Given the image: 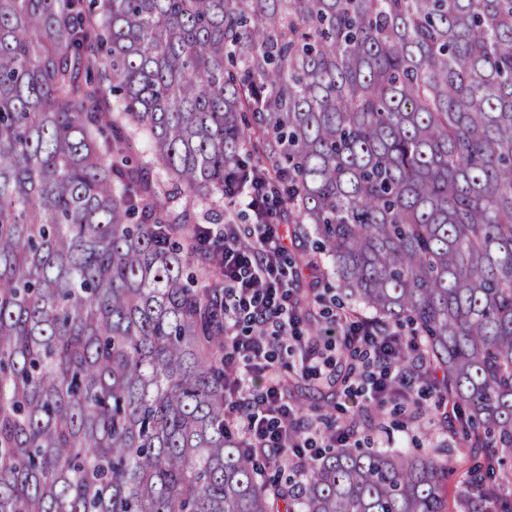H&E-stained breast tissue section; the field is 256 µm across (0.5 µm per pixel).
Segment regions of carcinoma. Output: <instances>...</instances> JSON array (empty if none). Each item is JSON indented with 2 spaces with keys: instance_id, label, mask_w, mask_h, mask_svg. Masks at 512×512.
<instances>
[{
  "instance_id": "carcinoma-1",
  "label": "carcinoma",
  "mask_w": 512,
  "mask_h": 512,
  "mask_svg": "<svg viewBox=\"0 0 512 512\" xmlns=\"http://www.w3.org/2000/svg\"><path fill=\"white\" fill-rule=\"evenodd\" d=\"M248 177L466 407L459 512H512V0H0V512H450L443 440L272 483L227 434L185 225Z\"/></svg>"
}]
</instances>
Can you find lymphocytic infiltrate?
Segmentation results:
<instances>
[{
  "label": "lymphocytic infiltrate",
  "instance_id": "lymphocytic-infiltrate-1",
  "mask_svg": "<svg viewBox=\"0 0 512 512\" xmlns=\"http://www.w3.org/2000/svg\"><path fill=\"white\" fill-rule=\"evenodd\" d=\"M236 195L253 215V224L246 230L254 240L251 249L237 244L244 231L240 225H225L220 233L203 225L196 228L199 245L210 251L224 282V363L230 369L224 393L229 428L243 445L269 449L286 463L316 448L353 443L352 434L342 427L327 431L313 424L302 433L296 426V410L285 396L278 373V354L299 351L302 376L327 380L325 346L305 338L304 321L315 297L302 294L284 270L288 247L276 230L266 195L251 183L240 186ZM326 334L347 336L363 353L365 374L358 395L364 405L406 398L416 383L434 379L420 358L394 363L392 354L402 336L367 318H337Z\"/></svg>",
  "mask_w": 512,
  "mask_h": 512
}]
</instances>
